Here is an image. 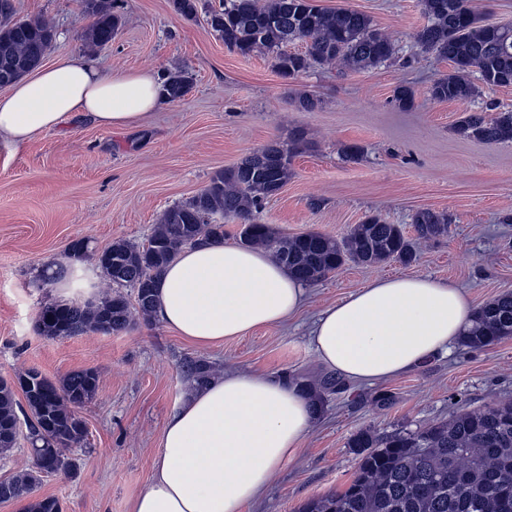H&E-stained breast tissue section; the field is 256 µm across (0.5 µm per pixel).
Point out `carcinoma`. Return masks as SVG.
Here are the masks:
<instances>
[{"label": "carcinoma", "mask_w": 512, "mask_h": 512, "mask_svg": "<svg viewBox=\"0 0 512 512\" xmlns=\"http://www.w3.org/2000/svg\"><path fill=\"white\" fill-rule=\"evenodd\" d=\"M92 24L85 34L90 46L112 44L122 27L114 0H83ZM426 24L414 34L415 45L448 61L452 69L431 85L438 101L472 102L481 87L512 85V25L497 27L483 21L468 0H420ZM209 23L224 44L243 56L272 55L280 76L293 79L310 61L349 69H368L396 55L395 42L368 15L350 9L325 10L313 0H227L210 14ZM55 40V30L44 21L18 20L0 25V84H13L38 68ZM304 41L307 52L290 54L288 44ZM188 91L184 75L172 73L163 84L171 101ZM455 131L485 143L512 141V110L488 113L470 110ZM308 145L297 132L286 148L272 142L245 156L235 166L216 172L209 184L189 201L167 209L147 244L118 240L101 253L99 267L108 285L129 286L135 303L116 291L84 305L56 303L39 317L49 338L112 334L126 330L132 311L153 317L158 280L184 245L201 238L221 239L224 225L208 220L220 216L250 222L261 202L277 196L291 176L294 153ZM417 236L435 241L448 236V214L433 210L415 213ZM260 245L291 275L315 283L349 262L371 267L386 261L410 264L416 253L400 225L373 216L354 225L338 239L318 232L288 236L268 224H254L244 240ZM512 336V290L501 292L481 306L474 325L463 336L471 349H481ZM198 384L207 382L215 367L198 360L187 365ZM41 376L29 369L17 383L0 379V456L17 444V425L24 422L30 441L73 471L67 451L84 441L77 409L91 402L99 390L94 369L69 372L47 380L48 395L27 380ZM22 392L26 406L16 400ZM349 447L360 460L349 485L312 498L299 512H512L500 490L512 488V403L480 406L453 415L418 431H398L380 437L370 430L355 434ZM41 475L34 469L0 482V501L25 500V512H62L56 498L34 497Z\"/></svg>", "instance_id": "obj_1"}]
</instances>
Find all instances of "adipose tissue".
I'll use <instances>...</instances> for the list:
<instances>
[{
  "label": "adipose tissue",
  "mask_w": 512,
  "mask_h": 512,
  "mask_svg": "<svg viewBox=\"0 0 512 512\" xmlns=\"http://www.w3.org/2000/svg\"><path fill=\"white\" fill-rule=\"evenodd\" d=\"M158 103L155 71L115 74L63 56L0 95V139L24 144L76 113L104 128H129ZM306 303L304 284L268 250L219 240L180 248L159 280L155 316L205 349L282 324ZM474 313L454 282L376 278L324 308L309 343L324 368L349 383L372 384L448 351ZM316 418L315 405L294 382L262 370H227L205 385L188 384L132 512H245L297 453Z\"/></svg>",
  "instance_id": "ef3b65f1"
}]
</instances>
